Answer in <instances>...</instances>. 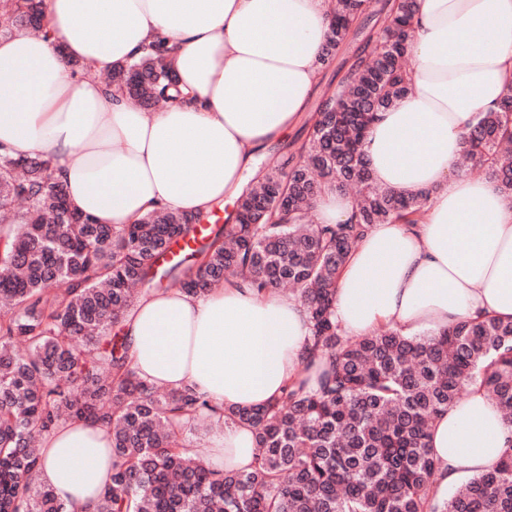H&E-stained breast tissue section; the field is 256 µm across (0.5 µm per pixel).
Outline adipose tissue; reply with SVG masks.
I'll use <instances>...</instances> for the list:
<instances>
[{
	"mask_svg": "<svg viewBox=\"0 0 512 512\" xmlns=\"http://www.w3.org/2000/svg\"><path fill=\"white\" fill-rule=\"evenodd\" d=\"M335 0H44L47 34L0 39V145L44 154L73 206L100 224L151 210L206 216L260 173V150L301 122L319 81ZM409 93L364 141L375 182L428 203L415 224H376L342 268L336 316L352 336L390 324L440 332L477 315L512 319V196L458 171L477 112L512 92V0H415ZM163 41L183 101L133 106L72 63L107 72ZM132 366L148 382L221 408L264 407L307 378L306 307L242 279L193 296H142L125 315ZM436 498L496 463L512 426L485 391L434 420ZM198 456L245 469L247 424L230 423ZM39 480L68 512H89L112 474V432L82 420L39 440Z\"/></svg>",
	"mask_w": 512,
	"mask_h": 512,
	"instance_id": "ef3b65f1",
	"label": "adipose tissue"
}]
</instances>
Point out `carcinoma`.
Instances as JSON below:
<instances>
[{
    "label": "carcinoma",
    "instance_id": "obj_1",
    "mask_svg": "<svg viewBox=\"0 0 512 512\" xmlns=\"http://www.w3.org/2000/svg\"><path fill=\"white\" fill-rule=\"evenodd\" d=\"M43 0L0 9V36L37 32ZM410 0H336L319 58L316 117L271 148L257 188L216 228L176 211L132 224H98L71 208L41 155L0 153V512H67L35 484L39 438L80 418L112 430V478L92 512H512V447L457 493L437 501L440 467L427 439L436 416L480 384L512 425V320L465 318L438 334L388 326L348 336L336 320V279L374 224H415L427 197L373 183L362 140L378 113L408 90ZM148 108L176 100L173 59L159 43L107 77ZM512 93L478 114L461 157L512 195ZM327 188L356 190L344 224H316ZM195 243L159 261L178 239ZM243 277L259 290L291 288L307 306L311 350L327 359L316 386L292 383L266 407L227 409L190 389L139 380L122 318L163 287L194 294ZM22 344L20 352L16 346ZM247 423L259 448L252 471L214 470L186 454L204 423Z\"/></svg>",
    "mask_w": 512,
    "mask_h": 512
}]
</instances>
